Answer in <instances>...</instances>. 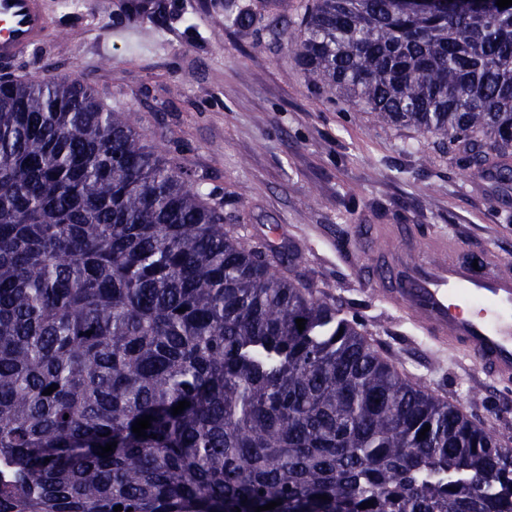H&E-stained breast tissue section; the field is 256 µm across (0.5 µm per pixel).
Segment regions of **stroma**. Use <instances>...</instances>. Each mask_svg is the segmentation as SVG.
<instances>
[{
	"mask_svg": "<svg viewBox=\"0 0 512 512\" xmlns=\"http://www.w3.org/2000/svg\"><path fill=\"white\" fill-rule=\"evenodd\" d=\"M305 2L287 0L277 27L241 30L226 13L257 0H150L144 22L139 0H45L64 33L18 69L87 81L110 108L137 113L159 148L176 138L180 166L231 197L227 212L245 234L299 253L304 280L357 315L406 372L488 431L512 432V383L488 379L383 304L359 273L355 237L360 224H408L420 257L437 239L512 256V186L414 127L329 102L287 48Z\"/></svg>",
	"mask_w": 512,
	"mask_h": 512,
	"instance_id": "1",
	"label": "stroma"
}]
</instances>
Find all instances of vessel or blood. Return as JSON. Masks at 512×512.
Instances as JSON below:
<instances>
[{"instance_id":"vessel-or-blood-1","label":"vessel or blood","mask_w":512,"mask_h":512,"mask_svg":"<svg viewBox=\"0 0 512 512\" xmlns=\"http://www.w3.org/2000/svg\"><path fill=\"white\" fill-rule=\"evenodd\" d=\"M60 22L45 0H0V66L8 68L44 46ZM366 245L393 237L403 245L399 262L362 266L381 301L411 321L435 343L460 350L479 369L512 381V263L481 253V268L458 243L437 245L436 257L413 256L408 228L360 226Z\"/></svg>"}]
</instances>
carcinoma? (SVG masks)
<instances>
[{"mask_svg": "<svg viewBox=\"0 0 512 512\" xmlns=\"http://www.w3.org/2000/svg\"><path fill=\"white\" fill-rule=\"evenodd\" d=\"M288 47L329 99L512 180V6L312 0ZM205 181L83 81L0 82V512H512V435L399 371Z\"/></svg>", "mask_w": 512, "mask_h": 512, "instance_id": "carcinoma-1", "label": "carcinoma"}]
</instances>
